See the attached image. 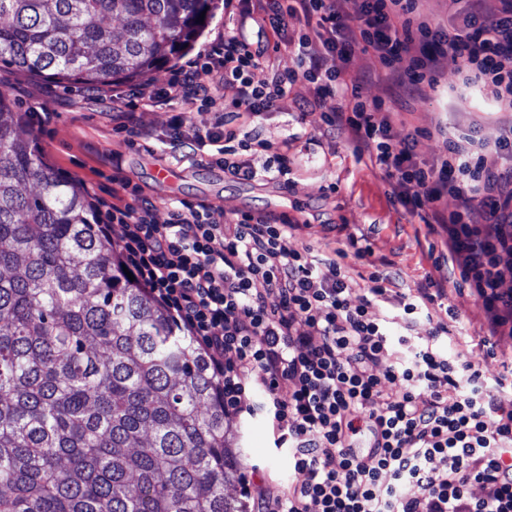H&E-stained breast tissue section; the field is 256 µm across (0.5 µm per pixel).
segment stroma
<instances>
[{"label":"stroma","mask_w":512,"mask_h":512,"mask_svg":"<svg viewBox=\"0 0 512 512\" xmlns=\"http://www.w3.org/2000/svg\"><path fill=\"white\" fill-rule=\"evenodd\" d=\"M235 35L251 46L266 38L253 22H242L239 14L217 9L189 59L220 46L225 36ZM0 85L12 88L22 109L53 112L52 123L39 132V147L47 161L65 177L81 180L88 192L111 188L119 174L137 185L157 207L159 220H166L171 203L181 199L211 204L216 221L237 213L275 214L287 211L299 230L286 245L294 250L313 245L320 256L333 257L344 247L348 235H365L371 252L350 264L363 276L380 270L399 275L397 286L409 292L422 286L432 269L430 247L439 243L419 218L394 209L387 198L389 181L358 163L349 147L338 138L321 135L318 114H309L308 138L298 137L297 110L265 112L253 121L270 151L255 159V167L275 164V145L289 134L297 139L288 151L290 184L267 178L243 179L224 173L212 164L211 147L189 153L171 147L168 121L179 111L178 103L139 112L142 138L130 136L114 120L124 109L129 85L111 83L101 87L62 88L27 74L0 66ZM407 127L444 125L458 134L492 141L499 134L497 117L477 95L449 92L446 84L422 86L416 99H393ZM448 302L462 317L466 333L447 342L454 354H478L482 316L469 293L451 294ZM233 446L240 454L242 472L263 480L271 495H283L301 473L288 464V450L281 447L271 424L260 415L230 416Z\"/></svg>","instance_id":"obj_1"}]
</instances>
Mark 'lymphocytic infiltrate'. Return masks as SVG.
Listing matches in <instances>:
<instances>
[{
  "label": "lymphocytic infiltrate",
  "mask_w": 512,
  "mask_h": 512,
  "mask_svg": "<svg viewBox=\"0 0 512 512\" xmlns=\"http://www.w3.org/2000/svg\"><path fill=\"white\" fill-rule=\"evenodd\" d=\"M243 13L269 28L273 51L287 50L291 66L227 36L165 86L131 90L126 131L144 134L137 107L177 102L171 144L214 146L212 162L253 178L241 152L270 148L252 129L254 117L282 109L305 80L313 90L304 103L326 134L382 173L389 203L418 216L443 246L416 293L395 291L387 272L371 274L361 290L346 260L371 247L357 237L322 259L309 246L284 247L295 229L284 216L219 223L210 204L180 200L161 222L123 180L100 200L98 222L121 227L117 246L138 285L223 379L225 409L265 414L303 475L276 497L246 483L249 512H512V362L491 384L478 360L450 357L439 345L459 329L447 299L463 290L484 314V355L512 345V165L502 161L512 153V0H448L444 28L421 17L419 0H244ZM292 19L311 30L289 35ZM360 54L406 91L452 73L454 88L478 93L501 114L498 138L451 134L435 160H418L423 129L397 131L394 110L367 93L371 73L354 65ZM202 68L213 84L197 81ZM200 110L214 113L211 126L190 124ZM441 301L437 318L431 308ZM380 302L394 303L397 316L372 315ZM424 321L432 325L426 338ZM382 361L386 370L375 373ZM249 390L263 392L258 406L242 405ZM475 485L483 496H472Z\"/></svg>",
  "instance_id": "lymphocytic-infiltrate-1"
}]
</instances>
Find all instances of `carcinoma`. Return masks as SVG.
Segmentation results:
<instances>
[{
	"label": "carcinoma",
	"instance_id": "obj_1",
	"mask_svg": "<svg viewBox=\"0 0 512 512\" xmlns=\"http://www.w3.org/2000/svg\"><path fill=\"white\" fill-rule=\"evenodd\" d=\"M216 8L0 0V64L133 81L189 52ZM122 265L0 89V512H244L224 493L243 483L224 385Z\"/></svg>",
	"mask_w": 512,
	"mask_h": 512
}]
</instances>
